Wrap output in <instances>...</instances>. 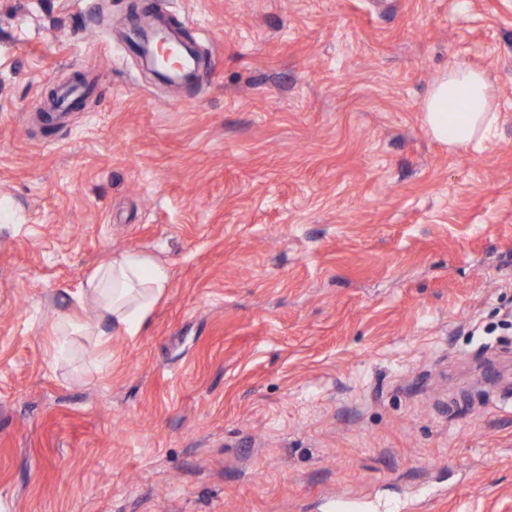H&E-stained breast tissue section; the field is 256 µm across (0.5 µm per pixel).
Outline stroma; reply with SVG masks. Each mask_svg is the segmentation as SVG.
<instances>
[{
  "instance_id": "1",
  "label": "stroma",
  "mask_w": 512,
  "mask_h": 512,
  "mask_svg": "<svg viewBox=\"0 0 512 512\" xmlns=\"http://www.w3.org/2000/svg\"><path fill=\"white\" fill-rule=\"evenodd\" d=\"M145 4L202 84L143 69L128 0H0V500L512 512V0ZM455 65L477 149L424 124ZM130 248L170 286L100 345L81 289ZM461 97L466 112L448 99ZM491 86L484 73L468 66H453L432 86L425 101L424 122L437 140L448 147L480 145L491 135L496 111L491 104ZM462 112L451 118L447 112Z\"/></svg>"
}]
</instances>
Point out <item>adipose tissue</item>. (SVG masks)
Listing matches in <instances>:
<instances>
[{
  "mask_svg": "<svg viewBox=\"0 0 512 512\" xmlns=\"http://www.w3.org/2000/svg\"><path fill=\"white\" fill-rule=\"evenodd\" d=\"M457 97L462 98L465 110L453 118L447 106L449 99ZM491 100L484 73L453 66L432 86L424 105V122L434 138L449 146H477L491 135L496 123ZM169 284L165 265L132 248L98 266L87 278L83 295L100 320L134 334Z\"/></svg>",
  "mask_w": 512,
  "mask_h": 512,
  "instance_id": "obj_1",
  "label": "adipose tissue"
}]
</instances>
